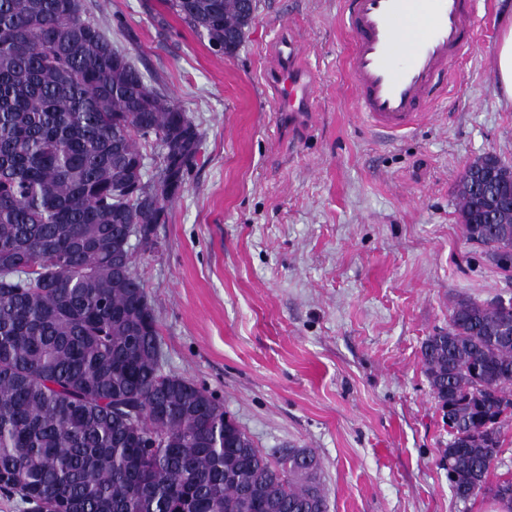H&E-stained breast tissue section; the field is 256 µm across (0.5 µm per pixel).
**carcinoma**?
Wrapping results in <instances>:
<instances>
[{
    "mask_svg": "<svg viewBox=\"0 0 512 512\" xmlns=\"http://www.w3.org/2000/svg\"><path fill=\"white\" fill-rule=\"evenodd\" d=\"M224 53L245 0H165ZM158 145L145 178L143 149ZM201 145L197 125L149 87L83 0H0V492L36 512H328L310 448L271 456L205 389L159 367V327L127 234L154 225ZM464 170L467 241L512 270V195ZM424 373L451 439L457 498L512 504L501 429L512 417V308L458 300L426 337Z\"/></svg>",
    "mask_w": 512,
    "mask_h": 512,
    "instance_id": "carcinoma-1",
    "label": "carcinoma"
}]
</instances>
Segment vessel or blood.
<instances>
[{"label": "vessel or blood", "mask_w": 512, "mask_h": 512, "mask_svg": "<svg viewBox=\"0 0 512 512\" xmlns=\"http://www.w3.org/2000/svg\"><path fill=\"white\" fill-rule=\"evenodd\" d=\"M351 35L347 65L354 99L382 135L410 131L428 112L452 66L473 46L477 0H342ZM302 50L284 42L275 75L278 111L297 122L314 106V82L297 65Z\"/></svg>", "instance_id": "obj_1"}]
</instances>
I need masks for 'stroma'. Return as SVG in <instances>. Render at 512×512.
<instances>
[{
	"label": "stroma",
	"instance_id": "stroma-1",
	"mask_svg": "<svg viewBox=\"0 0 512 512\" xmlns=\"http://www.w3.org/2000/svg\"><path fill=\"white\" fill-rule=\"evenodd\" d=\"M149 85L202 133L153 252L138 253L161 367L204 388L265 451L314 449L329 512H489L456 498L421 346L460 298L512 300V272L469 243L456 185L488 152L512 166L497 86L512 0H479L476 46L399 137L357 112L341 0H258L230 56L164 0H84ZM292 36L316 116L289 128L265 78Z\"/></svg>",
	"mask_w": 512,
	"mask_h": 512
}]
</instances>
